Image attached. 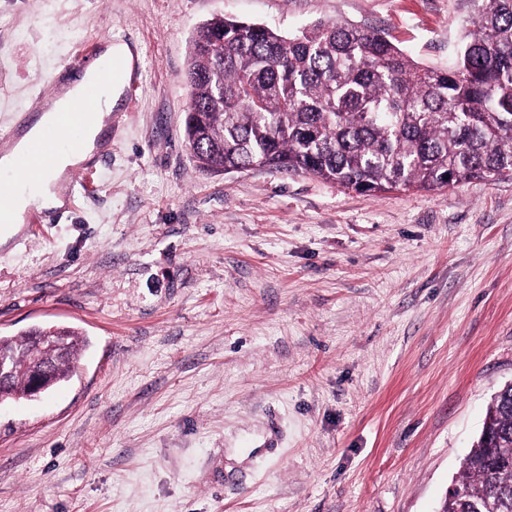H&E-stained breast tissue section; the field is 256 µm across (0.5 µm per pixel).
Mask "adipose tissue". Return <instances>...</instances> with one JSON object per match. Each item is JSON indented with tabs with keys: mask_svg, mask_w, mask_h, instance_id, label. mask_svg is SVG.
<instances>
[{
	"mask_svg": "<svg viewBox=\"0 0 512 512\" xmlns=\"http://www.w3.org/2000/svg\"><path fill=\"white\" fill-rule=\"evenodd\" d=\"M121 88H112L103 108L96 112L93 119L82 133L80 149H65L57 156L55 167L42 178L36 189H20L14 199L16 213H24L28 206L34 205L40 209L54 210L63 207L64 198L60 195L58 186L66 174L72 169L90 159L96 150V143L111 118V113L121 103Z\"/></svg>",
	"mask_w": 512,
	"mask_h": 512,
	"instance_id": "obj_1",
	"label": "adipose tissue"
}]
</instances>
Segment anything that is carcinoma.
Listing matches in <instances>:
<instances>
[{
	"label": "carcinoma",
	"instance_id": "obj_1",
	"mask_svg": "<svg viewBox=\"0 0 512 512\" xmlns=\"http://www.w3.org/2000/svg\"><path fill=\"white\" fill-rule=\"evenodd\" d=\"M455 57L423 66L372 26L288 35L215 17L196 32L185 138L196 167L258 165L361 194L512 178V0H469ZM75 368L78 332L65 328ZM512 384L491 399L445 512H512Z\"/></svg>",
	"mask_w": 512,
	"mask_h": 512
}]
</instances>
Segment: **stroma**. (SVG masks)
Wrapping results in <instances>:
<instances>
[{"label":"stroma","mask_w":512,"mask_h":512,"mask_svg":"<svg viewBox=\"0 0 512 512\" xmlns=\"http://www.w3.org/2000/svg\"><path fill=\"white\" fill-rule=\"evenodd\" d=\"M215 16L370 25L444 66L467 0H0V132L106 34L141 77L56 224L0 245V339L66 325L69 378L0 403V512H439L512 383V179L363 195L200 171Z\"/></svg>","instance_id":"stroma-1"}]
</instances>
